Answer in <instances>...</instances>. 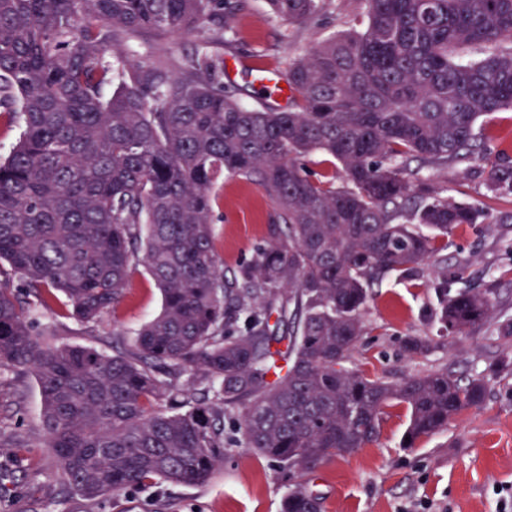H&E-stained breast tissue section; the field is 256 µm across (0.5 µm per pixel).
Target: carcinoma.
Instances as JSON below:
<instances>
[{"label": "carcinoma", "instance_id": "cac0c4a2", "mask_svg": "<svg viewBox=\"0 0 512 512\" xmlns=\"http://www.w3.org/2000/svg\"><path fill=\"white\" fill-rule=\"evenodd\" d=\"M268 4L305 24L324 0ZM360 5L351 29L291 61L280 111L244 106L224 61L199 51L181 75L128 59L103 93L105 57L147 34L228 28L235 0H0V112L20 126L0 159V369L34 377L43 444L81 497L203 484L233 446L302 477L375 441L393 403L411 448L486 402L484 376L390 383L349 362L372 286L424 265L442 330L512 336V318L492 317L496 289L472 287L437 246L490 215L422 175L470 165L478 119L512 110V0ZM317 154L339 162L341 186L309 171ZM484 161L488 191L511 197L512 161ZM225 175L276 204L269 241L227 274L210 193ZM139 264L162 309L130 344L110 355L39 327L56 306L98 322ZM281 512H323L321 497L297 482Z\"/></svg>", "mask_w": 512, "mask_h": 512}]
</instances>
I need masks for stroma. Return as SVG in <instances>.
<instances>
[{
  "label": "stroma",
  "instance_id": "obj_1",
  "mask_svg": "<svg viewBox=\"0 0 512 512\" xmlns=\"http://www.w3.org/2000/svg\"><path fill=\"white\" fill-rule=\"evenodd\" d=\"M232 28L213 23L187 35L130 41L132 56L164 63L180 74L186 58L203 50L224 60L244 59L275 75L290 61L341 29L350 28L359 0H325L319 16L291 24L270 13L266 0H243ZM479 151L512 157V112H498L477 124ZM436 188L455 201L495 216L492 224H465L442 254L472 281H494L500 302L512 316V197L497 199L486 187V164L428 171ZM214 250L225 269H235L269 239L275 205L254 181L229 177L212 189ZM430 269L409 281L390 277L374 288L363 319L366 333L352 360L367 373L396 383L405 376L448 368L464 376L487 374L500 356H512V337L476 330L443 337L426 317L433 297ZM162 298L144 266L134 268L122 302L96 324H82L65 310L46 315L63 344L111 350L113 337L131 342L134 331L161 310ZM430 336L432 351L408 359L402 340ZM409 423L405 405L385 410L378 438L344 459L326 463L304 481L318 493L323 512H512V372L492 378L484 405L463 411L441 433L402 445ZM296 481L276 462L251 449L233 448L223 467L203 485L164 484L152 492H129L89 501L67 490L50 449L43 446L41 396L36 381L0 370V512H279Z\"/></svg>",
  "mask_w": 512,
  "mask_h": 512
}]
</instances>
